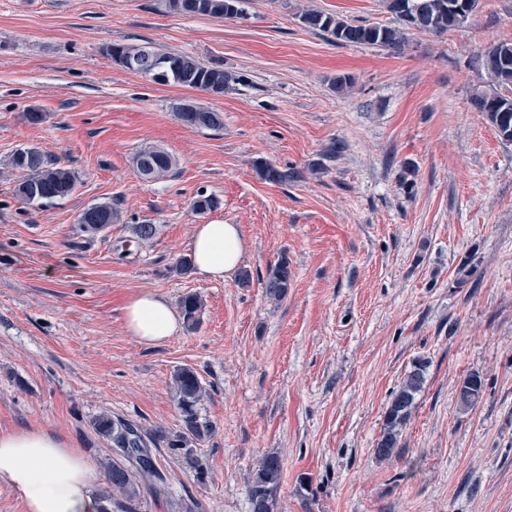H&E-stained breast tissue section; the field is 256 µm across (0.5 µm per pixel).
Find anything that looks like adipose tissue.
Wrapping results in <instances>:
<instances>
[{
	"instance_id": "obj_1",
	"label": "adipose tissue",
	"mask_w": 512,
	"mask_h": 512,
	"mask_svg": "<svg viewBox=\"0 0 512 512\" xmlns=\"http://www.w3.org/2000/svg\"><path fill=\"white\" fill-rule=\"evenodd\" d=\"M243 243L238 225H197L190 243L193 271L220 281L240 265ZM125 324L131 336L153 344L179 332L181 316L168 298L149 292L129 298ZM0 481L25 499L27 512H99L93 493L95 465L62 437L42 431L0 434Z\"/></svg>"
}]
</instances>
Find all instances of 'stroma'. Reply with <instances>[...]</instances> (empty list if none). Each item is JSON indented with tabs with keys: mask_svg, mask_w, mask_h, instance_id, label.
<instances>
[{
	"mask_svg": "<svg viewBox=\"0 0 512 512\" xmlns=\"http://www.w3.org/2000/svg\"><path fill=\"white\" fill-rule=\"evenodd\" d=\"M308 9L399 24L382 0H246L231 20L164 0H0V433L57 434L106 472L92 419L178 431L172 375L189 366L209 390L198 413L214 431L195 448L207 470L158 443L167 484L136 512H250L248 478L271 453L274 512H512V145L470 103L488 48L512 41V0H479L442 34L406 27L399 50L335 44L300 22ZM116 43L194 55L237 82L158 85L107 58ZM346 74L341 96L331 83ZM183 100L223 113V129L183 125ZM149 145L176 157L170 176L136 172ZM27 147L76 172L71 195L16 196L7 161ZM262 164L302 177L272 183ZM201 194L218 208L195 213ZM104 202L117 221L83 231ZM213 223L239 226L248 285L169 274ZM135 224L158 231L119 257ZM283 259L292 281L275 302L263 284ZM142 292L199 295L196 327L138 341L124 306ZM419 359L403 449L377 460L390 394ZM472 372L485 389L466 409ZM483 387V379L479 373L468 374L459 386L458 399L461 406L466 409L475 406L482 396ZM465 391L471 392L472 397L470 399L464 398L463 393Z\"/></svg>",
	"mask_w": 512,
	"mask_h": 512,
	"instance_id": "1",
	"label": "stroma"
}]
</instances>
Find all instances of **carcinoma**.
<instances>
[{
  "instance_id": "1",
  "label": "carcinoma",
  "mask_w": 512,
  "mask_h": 512,
  "mask_svg": "<svg viewBox=\"0 0 512 512\" xmlns=\"http://www.w3.org/2000/svg\"><path fill=\"white\" fill-rule=\"evenodd\" d=\"M244 0H165L173 13L194 16L208 15L228 18L231 6L243 14ZM458 0H384L387 11L410 26L433 33L453 29L451 16ZM308 28L329 34L338 44L377 45L396 47L405 39L399 28L383 25H353L333 14L311 10L300 16ZM105 54L111 60H124L136 65L134 73L150 78L160 85H176L213 94H222L231 77L224 70L210 67L188 55L161 52L151 46L117 43L108 46ZM487 74L486 85L476 89L471 104L481 112L496 129L502 142L512 144V96L500 89H512V42H499L491 46L483 58ZM178 120L191 128L219 130L223 127L221 113L196 105L188 108L182 102L175 106ZM137 171L151 179L169 176L175 169L176 159L166 150L147 146L133 158ZM8 167L21 173L15 187L16 195L28 204L41 205L70 195L78 177L72 169L45 155L37 148L16 150L8 160ZM262 175L274 183H286L299 178L293 169L279 170L271 165L262 166ZM82 228L90 233L101 231L117 218L118 213L110 203H101L85 209L81 214ZM291 272L288 261L282 260L270 268L264 284L265 295L280 301L288 294ZM179 307L187 325H197V313L202 307L195 293L180 297ZM427 362L419 359L408 372L401 385L392 393L385 414L381 436L374 448L376 458L388 459L399 453L400 436L410 419L416 398L425 382ZM174 399L181 415V427L174 433L160 432L158 439L166 442L174 455L181 458L185 468L201 476L206 471L203 459L194 448L212 432V425L201 419L198 405L207 396L196 371L189 367L178 369L173 378ZM483 391V379L478 373L468 374L460 383L458 399L463 408L475 406ZM95 431L112 443L118 459L112 461L107 473V490L102 498L111 501L120 512H136L135 504L142 494L156 493L165 485L166 477L158 467L140 428L120 417L103 413L91 421ZM282 471L281 458L274 454L265 456L253 472L247 487L251 512H273L274 492Z\"/></svg>"
}]
</instances>
